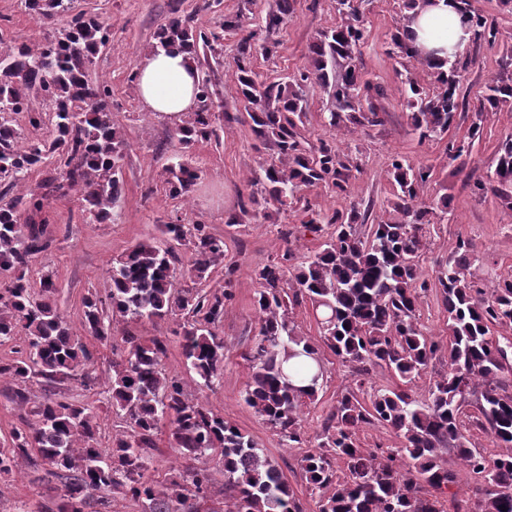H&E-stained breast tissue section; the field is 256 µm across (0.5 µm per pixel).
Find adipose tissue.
Returning a JSON list of instances; mask_svg holds the SVG:
<instances>
[{"label": "adipose tissue", "mask_w": 512, "mask_h": 512, "mask_svg": "<svg viewBox=\"0 0 512 512\" xmlns=\"http://www.w3.org/2000/svg\"><path fill=\"white\" fill-rule=\"evenodd\" d=\"M417 43L436 52L438 58L465 46L471 33L453 0H428L412 24ZM199 72L185 53L146 54L137 71V90L147 111L169 119H181L197 107Z\"/></svg>", "instance_id": "obj_1"}]
</instances>
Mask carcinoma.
<instances>
[{
	"instance_id": "obj_1",
	"label": "carcinoma",
	"mask_w": 512,
	"mask_h": 512,
	"mask_svg": "<svg viewBox=\"0 0 512 512\" xmlns=\"http://www.w3.org/2000/svg\"><path fill=\"white\" fill-rule=\"evenodd\" d=\"M336 23L318 32L307 61L284 79L260 74L257 55L269 57L273 35L292 17L294 0H269L261 21L252 23V0L224 16L220 31L196 30L192 18L176 7L155 33L151 51H186L196 67L200 55H221L224 35L236 38L232 97L243 106L255 137L271 158L250 171V192L241 199L243 215L270 217L269 208L286 211L303 204L302 226L318 235L331 228L317 249L300 261L290 250L255 270V306L260 329L243 354L251 369L244 401L288 447L302 443V408L319 396L323 378L310 376L307 357L321 362L318 348L294 320V307L308 302L318 314L319 336L337 358L357 365L356 388L329 412L315 449L301 468L318 491L317 512H445L440 494L455 483L442 452L455 456L481 482L473 488L478 512H512V275L491 289L479 286L472 268L471 243L458 238L436 284L447 313V352L418 325L421 295L428 290L422 256L430 225L448 213V198L426 203L421 191L431 168L394 159L388 170L395 187L389 210L371 224L369 209L352 202L328 214L302 203L300 192L323 187L350 195L362 171L360 149L342 151L324 139L310 144L301 134L309 93L328 97L325 125L332 131L381 126L385 112L378 101L383 87L365 77L358 59L365 40L364 0H333ZM428 0H404L391 37L401 95L410 125L420 140L441 137L459 107L457 91L468 60L455 57L435 64L420 54L412 19ZM474 42L498 44L496 21L479 13L470 0H459ZM41 18L67 17L44 42L0 50V193L20 195L0 206V345L21 340L18 357L0 361V379L12 386L13 400L30 402L28 383L51 384L63 376L89 388L93 353L60 311L58 285L50 273L26 278L35 258L52 242L47 201L81 193L90 219L104 223L122 197L125 134L112 120V89L90 78L89 68L109 38V25L97 15L70 14L71 0H24ZM474 107L468 136L448 141L456 159L480 137L483 113L512 107V54ZM209 75L199 78L198 107L177 127L178 147L162 169L166 191L184 195L198 178L187 159L198 141L219 138L212 111ZM49 135L19 145L13 115ZM52 165L31 188L30 175ZM492 193L512 208V140L498 151L493 179L474 184V194ZM168 246L139 242L112 260L107 299L89 293L82 299L84 332L102 341L112 321L157 325L173 321L181 355L194 374L197 390H210L224 371V338L217 328L234 297L233 266H224V238L200 222L161 225ZM191 251L187 274L193 286L179 285L176 247ZM226 268L224 284L204 290L200 284L217 268ZM112 359L110 409L125 424L108 446H101L98 413L89 403L49 392L34 402L35 420L0 442V479L13 473L17 459L45 466L46 476H65L59 503L45 512H86L106 506L111 495L131 498L140 512H303L282 470L248 433L188 397L180 380L168 376L162 361L167 341L127 330ZM446 359L429 396L418 401L410 386L433 361ZM386 366L391 386L370 384L371 367ZM168 425L171 448L200 462L172 470L165 482L150 456L161 426ZM379 425L401 439L402 447L370 449L359 432ZM494 439L500 451L485 452L473 443L474 431ZM37 459H32V456ZM224 471V508L203 511L210 497L207 464ZM343 463V471L336 463Z\"/></svg>"
}]
</instances>
